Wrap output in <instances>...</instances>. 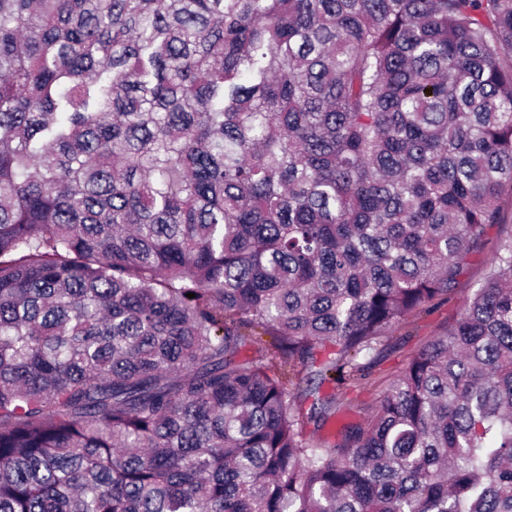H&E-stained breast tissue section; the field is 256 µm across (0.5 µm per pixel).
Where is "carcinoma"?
Masks as SVG:
<instances>
[{"label":"carcinoma","instance_id":"1","mask_svg":"<svg viewBox=\"0 0 512 512\" xmlns=\"http://www.w3.org/2000/svg\"><path fill=\"white\" fill-rule=\"evenodd\" d=\"M506 194L512 0H0V512H512V233L319 438ZM493 260L494 253L490 247L473 256L467 276L461 280L447 303L430 312H421L410 317L404 324L393 329L384 351L371 365L369 378L361 384L343 388L347 402L359 408L371 404L385 381L397 374L407 358L436 336L449 319L463 312Z\"/></svg>","mask_w":512,"mask_h":512}]
</instances>
